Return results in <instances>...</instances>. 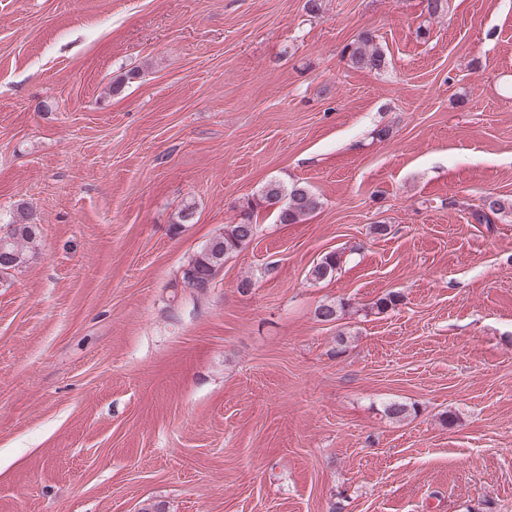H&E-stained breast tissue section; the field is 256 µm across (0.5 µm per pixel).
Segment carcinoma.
Wrapping results in <instances>:
<instances>
[{
    "mask_svg": "<svg viewBox=\"0 0 512 512\" xmlns=\"http://www.w3.org/2000/svg\"><path fill=\"white\" fill-rule=\"evenodd\" d=\"M350 61L358 69L378 70L384 66V51L373 43L369 35L363 36L358 43L350 47ZM319 197L302 183L284 186L281 182L270 180L264 184L258 199L249 201L242 207L240 220L224 225V232L213 237L197 252L181 271L180 284L194 289L198 295H206L213 288L219 274L223 271L224 260L242 250L254 239L257 222L254 216L259 208L276 212L279 223L297 224L319 209ZM512 212V201L495 195L482 199L480 205L470 212V218L477 224H490L493 218ZM196 206L192 201L185 202L177 212L174 228L192 224L195 220ZM7 231V251L11 254L14 267L22 266L27 251L34 245L40 234L39 225L33 222L31 211L19 204L11 221L5 224ZM341 256L335 252L324 254L312 268L311 275L316 280L324 279L338 269ZM345 304L327 302L315 309V317L322 323H333L340 319Z\"/></svg>",
    "mask_w": 512,
    "mask_h": 512,
    "instance_id": "1",
    "label": "carcinoma"
}]
</instances>
